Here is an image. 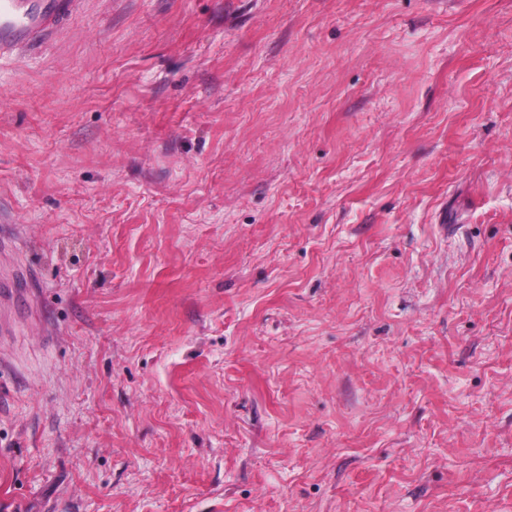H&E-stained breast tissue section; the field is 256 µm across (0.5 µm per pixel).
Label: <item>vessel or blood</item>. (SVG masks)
<instances>
[{
  "instance_id": "1",
  "label": "vessel or blood",
  "mask_w": 512,
  "mask_h": 512,
  "mask_svg": "<svg viewBox=\"0 0 512 512\" xmlns=\"http://www.w3.org/2000/svg\"><path fill=\"white\" fill-rule=\"evenodd\" d=\"M75 0H0V56L27 45L67 24ZM34 300L32 289H0V335H10L15 319L10 309L19 299Z\"/></svg>"
}]
</instances>
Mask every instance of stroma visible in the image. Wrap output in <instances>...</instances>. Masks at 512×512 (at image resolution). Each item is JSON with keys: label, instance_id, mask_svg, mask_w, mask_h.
<instances>
[{"label": "stroma", "instance_id": "stroma-1", "mask_svg": "<svg viewBox=\"0 0 512 512\" xmlns=\"http://www.w3.org/2000/svg\"><path fill=\"white\" fill-rule=\"evenodd\" d=\"M2 272L0 512H512V0H79Z\"/></svg>", "mask_w": 512, "mask_h": 512}]
</instances>
